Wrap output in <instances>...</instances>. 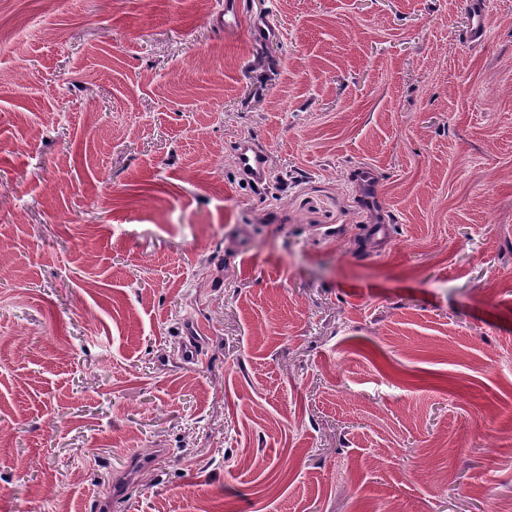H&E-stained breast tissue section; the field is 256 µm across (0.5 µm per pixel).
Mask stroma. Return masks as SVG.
I'll return each instance as SVG.
<instances>
[{
	"instance_id": "35a3bbf8",
	"label": "stroma",
	"mask_w": 512,
	"mask_h": 512,
	"mask_svg": "<svg viewBox=\"0 0 512 512\" xmlns=\"http://www.w3.org/2000/svg\"><path fill=\"white\" fill-rule=\"evenodd\" d=\"M240 2L0 0V512H512V0ZM219 22L224 25L225 30L235 34H243L248 40L257 44L265 42L277 33V26L270 16L258 21L253 20L250 25L247 24L243 27L236 0L224 1V23L221 19ZM483 3L471 1L472 21L466 39L472 44H481L486 40L487 23ZM235 151L240 173L253 183H263L267 171V154L250 142L238 143Z\"/></svg>"
}]
</instances>
